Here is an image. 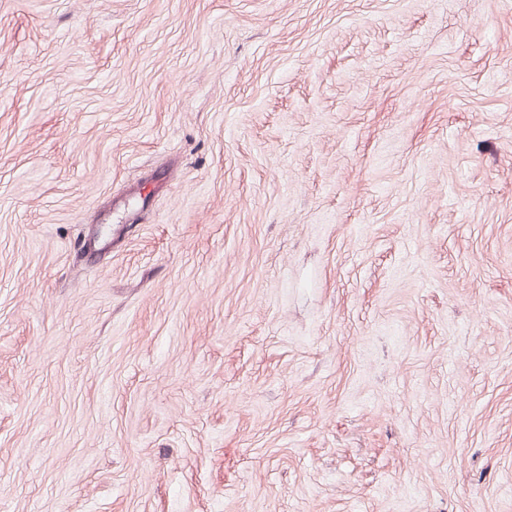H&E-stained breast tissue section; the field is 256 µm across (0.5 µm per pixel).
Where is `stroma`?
<instances>
[{"instance_id":"35a3bbf8","label":"stroma","mask_w":512,"mask_h":512,"mask_svg":"<svg viewBox=\"0 0 512 512\" xmlns=\"http://www.w3.org/2000/svg\"><path fill=\"white\" fill-rule=\"evenodd\" d=\"M0 512H512V0H0Z\"/></svg>"}]
</instances>
